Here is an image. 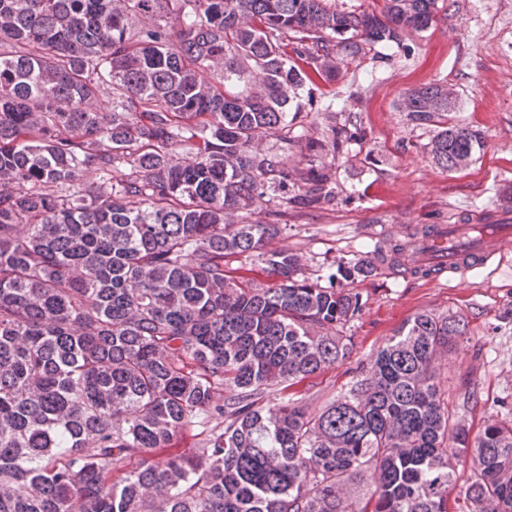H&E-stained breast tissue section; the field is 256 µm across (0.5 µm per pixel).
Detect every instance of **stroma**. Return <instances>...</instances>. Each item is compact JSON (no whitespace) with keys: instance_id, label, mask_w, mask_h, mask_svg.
I'll use <instances>...</instances> for the list:
<instances>
[{"instance_id":"1","label":"stroma","mask_w":512,"mask_h":512,"mask_svg":"<svg viewBox=\"0 0 512 512\" xmlns=\"http://www.w3.org/2000/svg\"><path fill=\"white\" fill-rule=\"evenodd\" d=\"M392 54L389 62L344 61L332 87L343 96L365 87L357 108L365 137L336 163L349 203L289 218L272 243L302 254L303 276L323 284L339 261L355 259L365 239L406 243L425 224L489 220L504 206L501 189L512 184V0H455L447 14L426 31L408 34ZM435 82L461 92L457 119L484 137L476 162L461 171L434 164L425 150L429 132L409 125L399 109L407 90ZM353 287L367 299L362 314L343 329L354 350L299 386L311 411L346 392L405 321L431 311L467 325L452 354L436 364L450 408L461 409L477 429L512 413L501 405L512 395V251L460 277L386 268Z\"/></svg>"}]
</instances>
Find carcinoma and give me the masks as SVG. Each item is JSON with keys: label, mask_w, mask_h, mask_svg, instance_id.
<instances>
[{"label": "carcinoma", "mask_w": 512, "mask_h": 512, "mask_svg": "<svg viewBox=\"0 0 512 512\" xmlns=\"http://www.w3.org/2000/svg\"><path fill=\"white\" fill-rule=\"evenodd\" d=\"M441 9L0 0V512H512V419L473 432L434 368L461 319L406 321L319 413L291 392L350 357L367 300L347 284L405 246L364 242L326 286L268 248L346 202L336 160L361 130L338 116L362 92L313 87ZM401 108L437 166L476 160L448 85Z\"/></svg>", "instance_id": "cac0c4a2"}]
</instances>
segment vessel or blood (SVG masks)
Instances as JSON below:
<instances>
[{
	"label": "vessel or blood",
	"instance_id": "1",
	"mask_svg": "<svg viewBox=\"0 0 512 512\" xmlns=\"http://www.w3.org/2000/svg\"><path fill=\"white\" fill-rule=\"evenodd\" d=\"M461 231L458 225H436L430 238L412 252L411 262L451 275H462L471 268L487 264L512 248V213L505 209L498 211L479 237L454 246L453 240Z\"/></svg>",
	"mask_w": 512,
	"mask_h": 512
}]
</instances>
